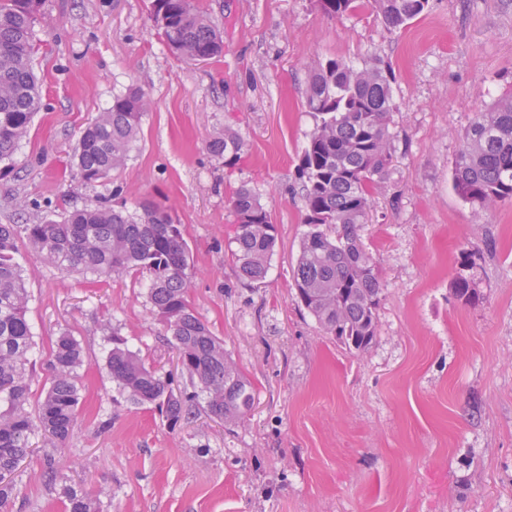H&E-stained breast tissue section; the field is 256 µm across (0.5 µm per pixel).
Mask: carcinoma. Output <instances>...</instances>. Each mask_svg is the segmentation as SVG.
<instances>
[{
	"mask_svg": "<svg viewBox=\"0 0 512 512\" xmlns=\"http://www.w3.org/2000/svg\"><path fill=\"white\" fill-rule=\"evenodd\" d=\"M38 0H0V161H11L41 107L34 71V22ZM322 11L340 17L369 5L390 30L406 27L429 7V0H318ZM169 48L186 62L219 57L224 39L210 14L194 0H151ZM391 68L379 58L359 66L346 58L318 63L304 90L313 127L297 167L302 184L304 232L293 272L297 298L323 332L350 351L363 353L377 336L383 284L361 239L368 223L372 189L385 179L393 160L394 112ZM150 100L139 88L113 97L112 107L82 130L74 150L77 175L87 184L108 178L123 166L140 133ZM207 152L230 167L243 142L235 132L213 133ZM453 187L467 203L484 208L512 203V95L479 113L452 167ZM237 232L231 257L239 279L260 284L276 246L271 213L246 184L232 193ZM26 242L48 264L100 278L129 273L150 279L151 312L166 328L178 364L194 387L186 397L161 370L114 338L107 368L136 405H148L176 424L198 402L207 415L236 422L254 404L252 383L236 367L224 341L213 335L191 306L192 256L182 234L161 205L144 200L136 210L103 199L76 209L62 221L36 217L30 224H0V507L15 486L9 477L32 453L42 431L64 442L80 402L78 368L82 348L68 332L57 337L49 363L51 382L36 412L27 409L33 334L26 318L29 295L17 261ZM474 276L457 274L453 292L475 297ZM69 512H92L86 494L65 490Z\"/></svg>",
	"mask_w": 512,
	"mask_h": 512,
	"instance_id": "1",
	"label": "carcinoma"
}]
</instances>
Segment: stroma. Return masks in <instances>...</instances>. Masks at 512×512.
I'll return each mask as SVG.
<instances>
[{"instance_id": "1", "label": "stroma", "mask_w": 512, "mask_h": 512, "mask_svg": "<svg viewBox=\"0 0 512 512\" xmlns=\"http://www.w3.org/2000/svg\"><path fill=\"white\" fill-rule=\"evenodd\" d=\"M151 0H41L35 71L42 108L13 161L0 162V224L62 219L97 198L161 203L181 224L189 300L255 388L243 422L205 413L171 424L132 404L106 367L111 336L192 393L150 311L147 276L67 274L27 244L31 399L50 385L56 337L79 341L77 423L43 436L0 512H67L73 486L96 512H512V203L461 199L452 163L478 112L512 94V0H430L388 30L368 7L341 17L317 0H195L224 33L220 58L189 64L166 45ZM379 57L395 76V160L361 230L383 282L376 340L350 352L299 307L293 268L306 230L298 158L313 120L308 71ZM151 101L125 165L83 183L73 148L129 87ZM244 143L225 167L204 144ZM247 184L272 215L264 283L244 284L229 253L231 192ZM477 250V296L452 289ZM59 459L56 476L41 463ZM205 149L215 158H224V165L230 167L240 159L243 142L238 134L224 129V131L215 132L209 137Z\"/></svg>"}]
</instances>
